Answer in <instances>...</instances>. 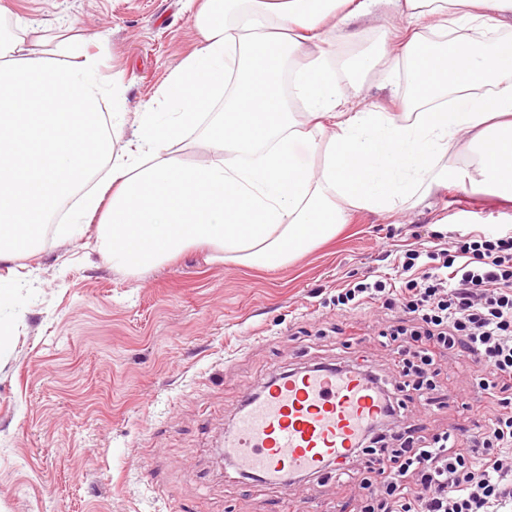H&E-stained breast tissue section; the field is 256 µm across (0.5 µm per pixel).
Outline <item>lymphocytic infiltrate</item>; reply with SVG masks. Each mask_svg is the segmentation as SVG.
<instances>
[{"label": "lymphocytic infiltrate", "mask_w": 512, "mask_h": 512, "mask_svg": "<svg viewBox=\"0 0 512 512\" xmlns=\"http://www.w3.org/2000/svg\"><path fill=\"white\" fill-rule=\"evenodd\" d=\"M401 283L385 279L345 284L336 293L341 311L374 308L391 317L382 346L397 355L385 405L358 452L364 469H350L362 512H502L512 506V233H481L447 246L441 235L406 250ZM457 351L484 362L478 385L492 407L474 426L419 434L405 423L397 393L418 392L438 404L440 360ZM403 423L402 447L385 446V433Z\"/></svg>", "instance_id": "obj_1"}]
</instances>
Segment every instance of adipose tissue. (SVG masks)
Here are the masks:
<instances>
[{
    "instance_id": "adipose-tissue-1",
    "label": "adipose tissue",
    "mask_w": 512,
    "mask_h": 512,
    "mask_svg": "<svg viewBox=\"0 0 512 512\" xmlns=\"http://www.w3.org/2000/svg\"><path fill=\"white\" fill-rule=\"evenodd\" d=\"M381 2L185 0L202 43L121 148L122 92L99 53L76 35L62 63L29 23L0 31V262L26 253L61 214L70 235L97 219L96 249L130 275L199 245L216 261L279 268L333 238L352 210L446 188L464 150L469 184L512 200V37L501 33L512 0H391L403 20L396 42L351 66H405L420 96L395 112H355L325 44ZM467 29L491 32L488 46ZM300 55L290 100L283 61ZM218 93L223 111L206 116ZM199 126L209 157L181 164L170 148ZM304 150L321 163L302 160Z\"/></svg>"
}]
</instances>
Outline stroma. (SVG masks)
<instances>
[{"label":"stroma","instance_id":"obj_1","mask_svg":"<svg viewBox=\"0 0 512 512\" xmlns=\"http://www.w3.org/2000/svg\"><path fill=\"white\" fill-rule=\"evenodd\" d=\"M47 36L76 31L123 91V139L174 69L199 45L183 0H0ZM402 72L345 76L350 105H389ZM512 225V203L449 183L413 208L355 211L336 237L288 266L211 261L204 249L132 277L95 247L96 226L57 229L0 276L25 280L0 305V512H354L335 474L288 491L240 478L221 461L245 392L270 374L367 364L390 353L370 311L336 314L349 281L397 277L396 260L431 233L449 239ZM478 363L447 360V408L412 409L429 428L461 424V403H488L462 380Z\"/></svg>","mask_w":512,"mask_h":512}]
</instances>
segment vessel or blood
Instances as JSON below:
<instances>
[{
	"label": "vessel or blood",
	"mask_w": 512,
	"mask_h": 512,
	"mask_svg": "<svg viewBox=\"0 0 512 512\" xmlns=\"http://www.w3.org/2000/svg\"><path fill=\"white\" fill-rule=\"evenodd\" d=\"M384 403L360 370L300 368L271 375L244 395L224 435V457L246 476L287 488L294 476L344 467Z\"/></svg>",
	"instance_id": "1"
}]
</instances>
